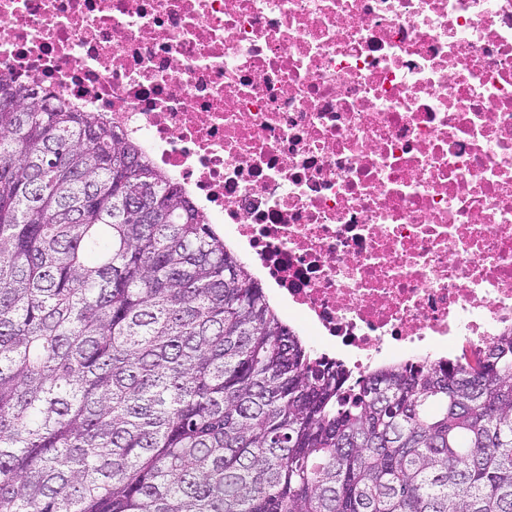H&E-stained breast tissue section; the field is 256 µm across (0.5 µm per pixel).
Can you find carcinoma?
<instances>
[{"mask_svg":"<svg viewBox=\"0 0 512 512\" xmlns=\"http://www.w3.org/2000/svg\"><path fill=\"white\" fill-rule=\"evenodd\" d=\"M345 383L101 113L0 78V512H512V334Z\"/></svg>","mask_w":512,"mask_h":512,"instance_id":"carcinoma-1","label":"carcinoma"}]
</instances>
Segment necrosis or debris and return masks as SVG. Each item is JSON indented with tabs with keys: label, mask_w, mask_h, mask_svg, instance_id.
<instances>
[{
	"label": "necrosis or debris",
	"mask_w": 512,
	"mask_h": 512,
	"mask_svg": "<svg viewBox=\"0 0 512 512\" xmlns=\"http://www.w3.org/2000/svg\"><path fill=\"white\" fill-rule=\"evenodd\" d=\"M352 378L512 331V0H0Z\"/></svg>",
	"instance_id": "1"
}]
</instances>
